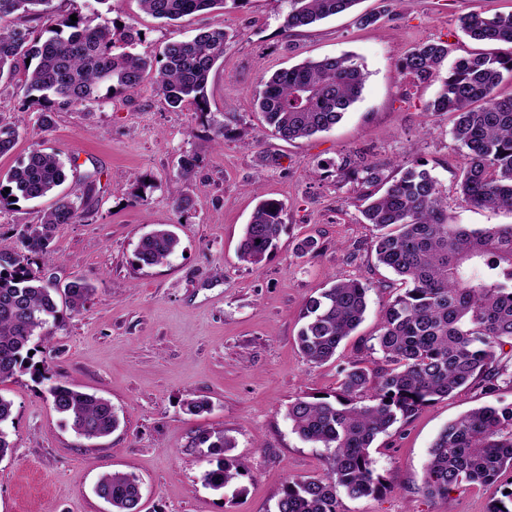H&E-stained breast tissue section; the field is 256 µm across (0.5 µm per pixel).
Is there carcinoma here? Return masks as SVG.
I'll return each instance as SVG.
<instances>
[{
  "label": "carcinoma",
  "instance_id": "obj_1",
  "mask_svg": "<svg viewBox=\"0 0 512 512\" xmlns=\"http://www.w3.org/2000/svg\"><path fill=\"white\" fill-rule=\"evenodd\" d=\"M158 19L175 21L196 12L224 7V0H138ZM283 29L291 36L359 0H288ZM50 0H0V17L20 13L40 16ZM471 39L512 46V15L488 18L471 13L459 19ZM51 36L31 37L27 28H0V80L14 78L19 61L30 59L20 86L24 98L41 107L42 122L54 106H85L99 91H135L149 71L153 84L174 110L187 103L201 106L216 62L224 57L228 34L215 27L191 39L168 42L159 66L132 51L140 32L131 25H90L68 16L54 19ZM448 44L429 40L412 48L401 67L422 81L439 83L428 105L432 113L453 117L451 133L466 163L459 176L463 198L480 208L512 211V97L495 91L504 75L512 77V52L485 53L457 59L443 71ZM365 73L354 56L325 57L274 73L263 83L257 104L266 123L286 143L331 129L360 97ZM336 177L354 179L368 188L365 223L377 233L372 250L377 262L395 273L402 291L382 312L374 335L363 348L378 355L368 368L351 361L339 371L336 391L304 397L287 411L292 430L327 452L328 471L321 477L285 483L276 512H343L340 493L351 499L375 497L387 490L371 448L378 435L414 417L423 407L472 383L491 395L512 384V366L499 353L512 345V224L470 228L448 219L447 198L438 180L414 160L386 174V167L344 158ZM66 180L64 163L53 153L32 149L19 165L0 176V204L32 201L55 192ZM10 192H5V189ZM97 193L88 174L71 194L59 197L40 223L27 227L23 250L0 248V382L24 368L32 344L46 342L58 304L73 312L84 308L95 287L75 278L60 287L33 268L53 264V230L73 224L82 202ZM284 205L265 199L245 225L241 257L259 265L276 246L283 230ZM180 246L176 233L161 225L144 234L135 256L140 267L166 263ZM368 287L341 281L309 297L298 344L306 358L326 363L362 323ZM54 410L88 440L105 438L119 424L111 402L64 384L49 389ZM14 402L0 395V458L11 451L6 431ZM207 449L215 467L203 481L219 491L242 476L230 455L235 441L222 431L202 430L193 438ZM512 472V404L471 410L444 427L424 468L422 490L431 498L450 500L464 485H485ZM140 480L132 473L105 472L96 494L112 502V512H141Z\"/></svg>",
  "mask_w": 512,
  "mask_h": 512
}]
</instances>
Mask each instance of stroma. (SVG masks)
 <instances>
[{
    "label": "stroma",
    "instance_id": "35a3bbf8",
    "mask_svg": "<svg viewBox=\"0 0 512 512\" xmlns=\"http://www.w3.org/2000/svg\"><path fill=\"white\" fill-rule=\"evenodd\" d=\"M382 0H360L354 10L322 20L287 37L285 0H227L223 9L168 23L144 13L137 0H52L54 15L76 14L100 24L135 26L136 53L160 56L174 37L221 26L231 41L210 73L206 107L170 109L151 81L133 92L100 90V103L52 108L41 131L37 107L24 104L14 82L0 83V125L16 129L14 148L0 155V174L33 147L57 153L72 190L85 175L97 194L81 218L60 225L50 272L59 283L81 277L95 293L80 311L61 309L52 329L45 376L24 370L0 383L14 402L9 426L14 448L0 459V512H111L95 492L106 471L141 480V512H276L286 481L321 475L326 452L303 441L286 417L298 398L333 393L339 367L348 360L370 365L362 342L396 295L395 276L378 265L375 234L363 223L366 188L336 177L340 158L376 164L426 162L447 198L453 223L475 227L512 224V212L475 208L458 190L465 163L448 116L431 115L437 93L399 66L418 43L442 40L451 58L489 52L465 36L461 16L512 14V0H392L374 26L356 25L357 14L379 10ZM352 53L368 79L361 98L330 131L286 143L277 139L255 107L261 80L306 60ZM224 125V138L214 128ZM196 155L195 176L175 182L183 153ZM280 154L279 166L261 157ZM190 195L183 212L175 199ZM285 205L276 247L258 266L244 261L239 244L260 199ZM49 199L0 206V245L18 246L27 226L39 223ZM172 225L181 245L167 263L138 267L142 235ZM318 240L313 256H299L306 237ZM367 284L364 322L345 340L335 361L309 362L298 347L307 298L341 280ZM111 401L119 427L100 440L76 435L52 407L56 384ZM207 401L189 413L187 403ZM512 404V384L491 397L472 385L437 400L395 424L374 442L378 472L391 486L377 497L343 498L344 512H490L512 477L485 486H463L450 501L420 490L428 449L448 421L486 403ZM201 430L234 438L232 451L245 472L240 491H216L203 482L208 459L193 447Z\"/></svg>",
    "mask_w": 512,
    "mask_h": 512
}]
</instances>
